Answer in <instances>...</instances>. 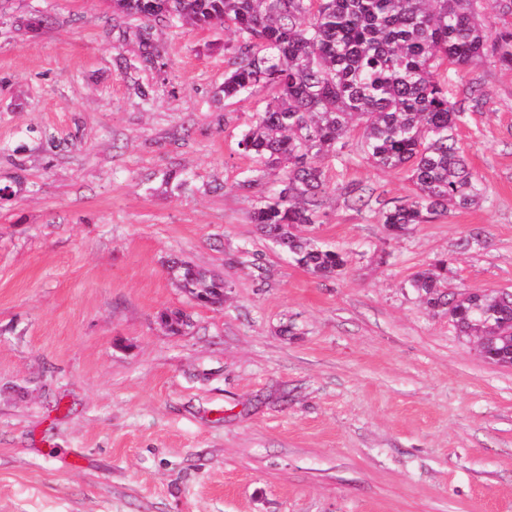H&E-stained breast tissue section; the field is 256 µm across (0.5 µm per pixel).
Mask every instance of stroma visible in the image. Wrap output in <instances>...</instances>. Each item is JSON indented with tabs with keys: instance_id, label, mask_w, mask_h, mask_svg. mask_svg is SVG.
<instances>
[{
	"instance_id": "35a3bbf8",
	"label": "stroma",
	"mask_w": 512,
	"mask_h": 512,
	"mask_svg": "<svg viewBox=\"0 0 512 512\" xmlns=\"http://www.w3.org/2000/svg\"><path fill=\"white\" fill-rule=\"evenodd\" d=\"M138 25L109 0L0 18V512H512V366L411 285L445 258L449 290L512 291V70L448 75L451 101L488 93L457 128L480 206L392 236L342 189L387 203L407 173L326 161L312 233L347 263L320 277L250 220L237 140L269 93H221L233 33L155 25L156 70ZM171 268L177 273L182 288L203 305L224 302V279L202 270L188 261L174 260Z\"/></svg>"
}]
</instances>
